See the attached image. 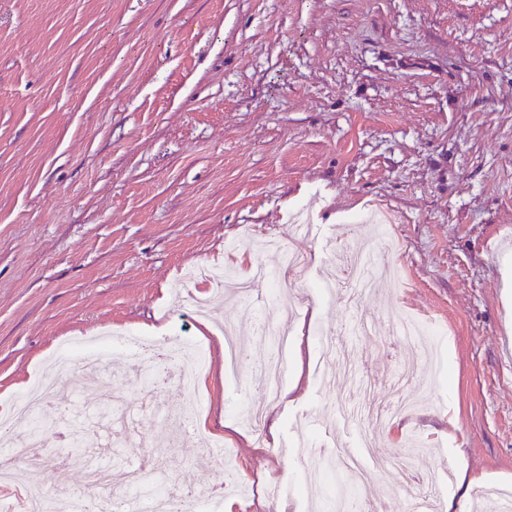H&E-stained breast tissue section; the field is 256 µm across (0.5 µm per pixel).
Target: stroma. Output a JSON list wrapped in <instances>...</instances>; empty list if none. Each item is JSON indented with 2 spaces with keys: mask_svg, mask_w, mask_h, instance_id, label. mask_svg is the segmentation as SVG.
Returning <instances> with one entry per match:
<instances>
[{
  "mask_svg": "<svg viewBox=\"0 0 512 512\" xmlns=\"http://www.w3.org/2000/svg\"><path fill=\"white\" fill-rule=\"evenodd\" d=\"M380 212L394 288L353 309L313 288L331 239L363 249ZM304 259L296 294L265 308L232 297L199 314L189 269ZM512 0H0V418L68 340L112 335L115 411L130 430L75 433L62 414L106 390L70 375L42 387L48 419L18 464L50 485L48 456L83 441L67 495L95 500L85 467L160 466L168 490L201 501L223 486L233 512H317L316 490L349 484L339 458L371 443L370 469L406 460L438 472L440 501L470 512L512 489ZM429 319L436 384L392 429L342 418L324 379L323 333L353 355L373 397L410 355L400 336L365 347L354 320ZM294 330L292 400L267 407L261 435L241 414L273 351L259 319ZM232 323L237 360L219 327ZM204 349L199 415L183 427L177 383L152 394L125 339ZM483 475L460 488L457 463Z\"/></svg>",
  "mask_w": 512,
  "mask_h": 512,
  "instance_id": "1",
  "label": "stroma"
}]
</instances>
